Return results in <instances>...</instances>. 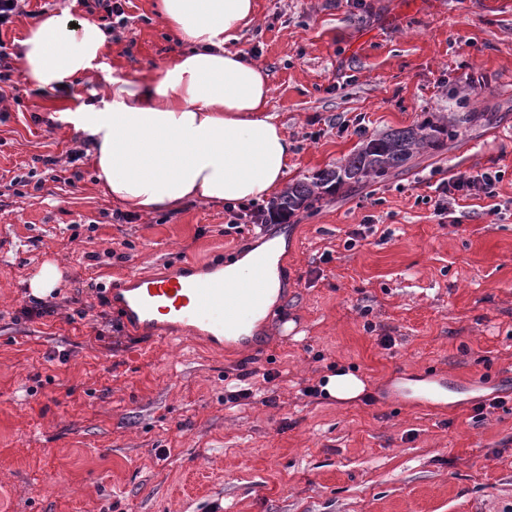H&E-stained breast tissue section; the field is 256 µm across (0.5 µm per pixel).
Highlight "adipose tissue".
Masks as SVG:
<instances>
[{
    "label": "adipose tissue",
    "mask_w": 512,
    "mask_h": 512,
    "mask_svg": "<svg viewBox=\"0 0 512 512\" xmlns=\"http://www.w3.org/2000/svg\"><path fill=\"white\" fill-rule=\"evenodd\" d=\"M156 13L184 51L137 76H113L98 103L52 113L88 141L104 195L143 214L207 200L240 204L276 194L288 176L293 145L268 112L267 71L229 44L256 16L255 0H155ZM108 34L68 10L44 15L23 33L20 70L35 88L55 91L97 69ZM285 241L262 244L224 268L249 282L265 258L262 303L225 319L228 336H248L280 294L277 263ZM367 387L344 368L325 375L321 390L337 404Z\"/></svg>",
    "instance_id": "adipose-tissue-1"
}]
</instances>
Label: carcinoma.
Here are the masks:
<instances>
[{
  "label": "carcinoma",
  "mask_w": 512,
  "mask_h": 512,
  "mask_svg": "<svg viewBox=\"0 0 512 512\" xmlns=\"http://www.w3.org/2000/svg\"><path fill=\"white\" fill-rule=\"evenodd\" d=\"M471 120L472 114L467 112L439 126L406 128L373 138L340 166L321 171L310 182L298 181L291 184L272 209L277 216H290L296 210L312 207L324 191L368 176L383 179L402 167L414 150L433 144L440 135L455 138L460 125Z\"/></svg>",
  "instance_id": "1"
}]
</instances>
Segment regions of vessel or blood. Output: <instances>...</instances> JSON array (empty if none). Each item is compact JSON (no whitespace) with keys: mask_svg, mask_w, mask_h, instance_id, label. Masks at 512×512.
I'll return each instance as SVG.
<instances>
[{"mask_svg":"<svg viewBox=\"0 0 512 512\" xmlns=\"http://www.w3.org/2000/svg\"><path fill=\"white\" fill-rule=\"evenodd\" d=\"M223 272V263L207 262L197 267L174 266L160 275L133 274L128 283L113 288L112 299L137 327L158 328L165 316L219 351L225 341L224 320L212 318V311L223 307L228 296L242 308L260 303L254 288L226 283Z\"/></svg>","mask_w":512,"mask_h":512,"instance_id":"obj_1","label":"vessel or blood"}]
</instances>
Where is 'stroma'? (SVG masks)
<instances>
[{
  "mask_svg": "<svg viewBox=\"0 0 512 512\" xmlns=\"http://www.w3.org/2000/svg\"><path fill=\"white\" fill-rule=\"evenodd\" d=\"M65 8L87 16L79 0H23L0 29L11 66L26 27ZM256 12L232 47L268 72V109L294 142L289 182L386 132L474 118L386 180L228 235L213 202L117 219L83 137L50 118L57 93L17 80L0 100V512H512V0H256ZM125 13L103 21V67L70 96L95 102L112 72L180 51L153 0ZM487 170L501 174L496 197L435 190ZM271 237L287 246L259 349L142 333L109 301L128 275ZM48 259L64 273L54 312L25 317ZM339 367L366 380L358 401L306 395ZM245 380L257 397L230 401ZM400 380L455 400L407 397Z\"/></svg>",
  "mask_w": 512,
  "mask_h": 512,
  "instance_id": "1",
  "label": "stroma"
}]
</instances>
